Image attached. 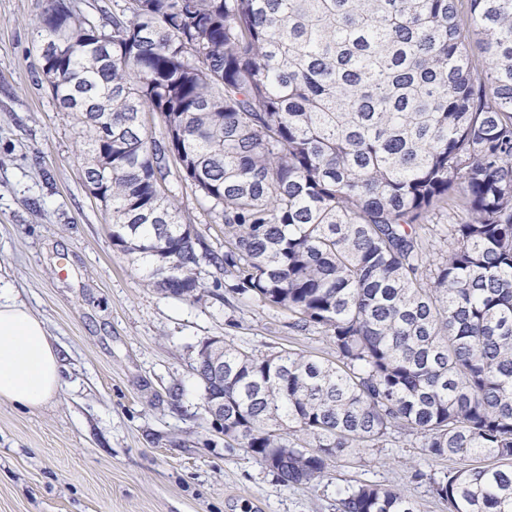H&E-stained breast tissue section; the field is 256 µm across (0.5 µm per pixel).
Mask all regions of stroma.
I'll return each instance as SVG.
<instances>
[{
	"instance_id": "obj_1",
	"label": "stroma",
	"mask_w": 512,
	"mask_h": 512,
	"mask_svg": "<svg viewBox=\"0 0 512 512\" xmlns=\"http://www.w3.org/2000/svg\"><path fill=\"white\" fill-rule=\"evenodd\" d=\"M45 0H0V277L44 323L63 387L36 410L0 402V512H338L361 484L448 512L430 477L458 467L399 434L286 486L248 449L228 448L192 366L219 337L261 355L336 351L286 311L215 286L179 300L149 286L112 244L84 178L79 127L60 111L33 50Z\"/></svg>"
}]
</instances>
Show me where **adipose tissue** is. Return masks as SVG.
Wrapping results in <instances>:
<instances>
[{
  "label": "adipose tissue",
  "mask_w": 512,
  "mask_h": 512,
  "mask_svg": "<svg viewBox=\"0 0 512 512\" xmlns=\"http://www.w3.org/2000/svg\"><path fill=\"white\" fill-rule=\"evenodd\" d=\"M60 389L59 353L42 320L0 286V401L34 410Z\"/></svg>",
  "instance_id": "ef3b65f1"
}]
</instances>
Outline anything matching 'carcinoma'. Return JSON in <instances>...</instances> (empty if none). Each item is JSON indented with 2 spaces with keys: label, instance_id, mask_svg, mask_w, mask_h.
<instances>
[{
  "label": "carcinoma",
  "instance_id": "carcinoma-1",
  "mask_svg": "<svg viewBox=\"0 0 512 512\" xmlns=\"http://www.w3.org/2000/svg\"><path fill=\"white\" fill-rule=\"evenodd\" d=\"M458 4L122 0L85 15L46 0L38 16L113 245L181 300L207 292V262L336 350L223 344L224 444L285 485L404 428L428 456L471 461L433 480L448 512H512V0ZM184 183L223 254L188 240ZM425 224L446 225L447 250ZM340 505L418 512L375 485Z\"/></svg>",
  "mask_w": 512,
  "mask_h": 512
}]
</instances>
